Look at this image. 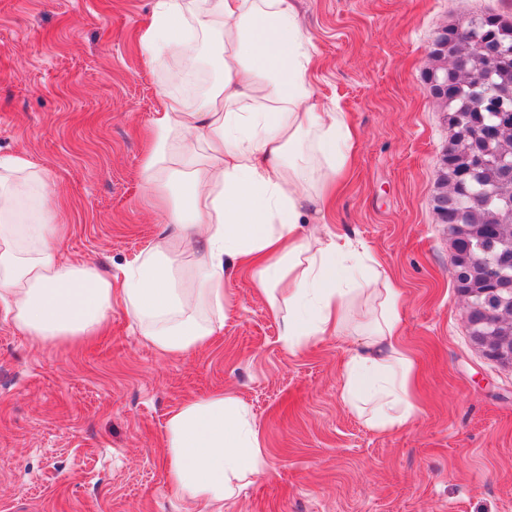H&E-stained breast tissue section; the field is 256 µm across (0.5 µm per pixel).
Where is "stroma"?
<instances>
[{"label":"stroma","mask_w":512,"mask_h":512,"mask_svg":"<svg viewBox=\"0 0 512 512\" xmlns=\"http://www.w3.org/2000/svg\"><path fill=\"white\" fill-rule=\"evenodd\" d=\"M152 0H0V152L50 173L69 230L63 258L106 270L165 232L139 171L162 72L138 36ZM318 98L359 133L327 227L353 232L404 290L402 340L417 367V423L383 434L341 399L354 327L291 352L249 273L210 346L162 353L121 306L78 346L32 343L0 316V512H212L167 478L164 423L230 390L268 464L221 512H512V367L470 341L433 212L451 137L425 82L445 25L512 0H297Z\"/></svg>","instance_id":"stroma-1"}]
</instances>
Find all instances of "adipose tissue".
<instances>
[{
  "label": "adipose tissue",
  "instance_id": "adipose-tissue-1",
  "mask_svg": "<svg viewBox=\"0 0 512 512\" xmlns=\"http://www.w3.org/2000/svg\"><path fill=\"white\" fill-rule=\"evenodd\" d=\"M201 43L224 78L191 101L166 74L140 169L172 231L117 272L61 258L67 227L39 204L46 170L0 154V307L36 343H75L101 332L117 300L149 345L181 354L222 331L224 288L248 268L293 352L341 332L364 297L370 329L343 365L341 397L369 410L379 432L411 425L421 408L400 340L401 286L357 238L308 225L348 168L355 134L315 93L296 0H153L140 37L150 68L192 60ZM264 446L236 395L184 402L165 425L169 482L219 504L265 468Z\"/></svg>",
  "mask_w": 512,
  "mask_h": 512
}]
</instances>
